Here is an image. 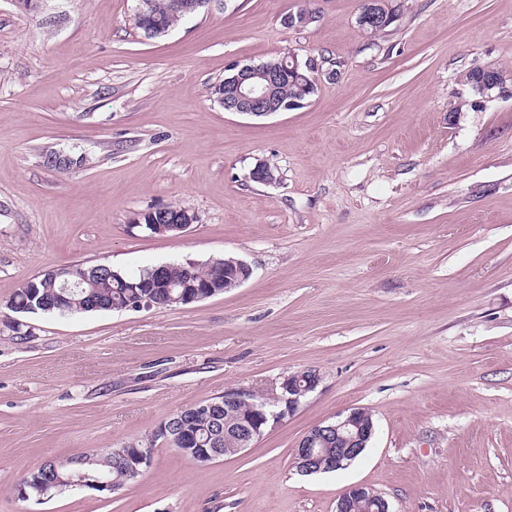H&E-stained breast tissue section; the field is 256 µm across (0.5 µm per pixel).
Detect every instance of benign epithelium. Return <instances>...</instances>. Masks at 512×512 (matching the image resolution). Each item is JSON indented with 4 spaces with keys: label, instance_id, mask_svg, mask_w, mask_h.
<instances>
[{
    "label": "benign epithelium",
    "instance_id": "obj_1",
    "mask_svg": "<svg viewBox=\"0 0 512 512\" xmlns=\"http://www.w3.org/2000/svg\"><path fill=\"white\" fill-rule=\"evenodd\" d=\"M360 22L364 25H387L392 17L379 11L377 0H367L361 13ZM298 66V62H290L288 58L257 72L250 65L234 64L230 72L233 76L225 79L224 111L240 115L262 118L278 112L289 110V106L279 100V88L282 79L288 73V64ZM479 78L477 90L482 94L480 103L493 101L512 94L508 87L511 77L499 74L493 67L478 68ZM215 277L224 279L234 288L240 287L250 279L253 269L241 259H233L227 264L211 261ZM216 289L199 286L184 289L178 296H168L169 303H192L213 297ZM307 385L303 386L293 379V376L283 377L280 393L276 395L278 409L267 412L255 402V394L247 390H228L224 392V409L228 410L243 403L249 405L250 415L243 420L235 431L239 448L242 453L255 446L268 426L281 423L292 415L299 407L302 397L315 390L320 383L319 372L307 370ZM164 441L174 445L184 446L195 452L196 458L204 463H210L227 457V450L220 447L223 430L217 428L210 436L201 441L188 425L179 421L162 422L160 428ZM375 433L373 422L362 413L360 408H352L346 414L336 416V419L311 428L298 442L294 450L297 468L302 473H313L321 470L322 462L328 460L329 441L336 442V467L346 466V460L354 457L368 448ZM152 461V452L148 448H134L124 454V465L130 474L137 476L147 468ZM68 483L73 491L96 488L102 492H112V481L105 480L97 485L89 484L80 476H71ZM336 512H390L388 501L374 489L357 484L349 487L338 499Z\"/></svg>",
    "mask_w": 512,
    "mask_h": 512
}]
</instances>
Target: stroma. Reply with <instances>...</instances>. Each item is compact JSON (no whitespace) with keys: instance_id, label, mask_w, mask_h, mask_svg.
I'll list each match as a JSON object with an SVG mask.
<instances>
[{"instance_id":"1","label":"stroma","mask_w":512,"mask_h":512,"mask_svg":"<svg viewBox=\"0 0 512 512\" xmlns=\"http://www.w3.org/2000/svg\"><path fill=\"white\" fill-rule=\"evenodd\" d=\"M137 3L0 0V315L71 263L234 256L253 275L186 306L28 314L25 341L0 326V512H336L355 484L391 512H512V97L461 106L468 70L512 72V0H382L372 35L366 0H208L158 38ZM284 55L321 66L303 108L213 98L230 64ZM173 203L198 217L184 234L130 229ZM309 368L316 390L238 456L159 445L118 492L17 495L46 459ZM350 408L375 424L363 456L298 472L300 439Z\"/></svg>"}]
</instances>
